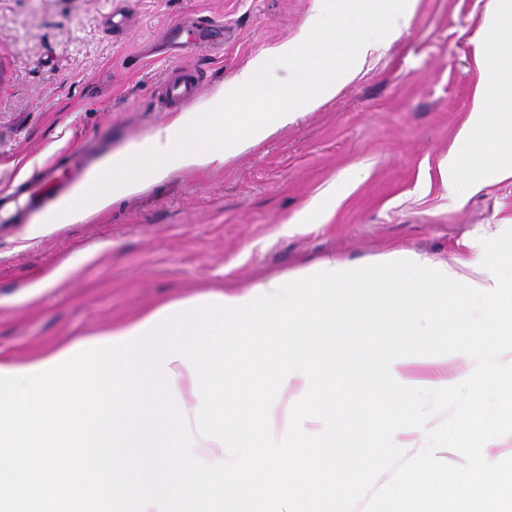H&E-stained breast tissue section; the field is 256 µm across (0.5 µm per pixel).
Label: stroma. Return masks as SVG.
<instances>
[{"label": "stroma", "mask_w": 512, "mask_h": 512, "mask_svg": "<svg viewBox=\"0 0 512 512\" xmlns=\"http://www.w3.org/2000/svg\"><path fill=\"white\" fill-rule=\"evenodd\" d=\"M488 2L417 0L386 55L259 148L58 225L44 169L81 151L75 188L169 122L158 94L174 68L201 69L204 104L258 52L295 39L314 0H0V352L23 358L329 252L354 264L394 249L447 259L479 225L511 219V179L455 201L441 171L489 80L476 64ZM116 10L128 13L118 36ZM207 18L223 20V45L173 56L168 26Z\"/></svg>", "instance_id": "obj_1"}]
</instances>
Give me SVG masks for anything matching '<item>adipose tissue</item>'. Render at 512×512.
Segmentation results:
<instances>
[{
	"label": "adipose tissue",
	"mask_w": 512,
	"mask_h": 512,
	"mask_svg": "<svg viewBox=\"0 0 512 512\" xmlns=\"http://www.w3.org/2000/svg\"><path fill=\"white\" fill-rule=\"evenodd\" d=\"M414 0H315V13L295 40L261 51L230 86L200 109L175 115L145 144L110 156L52 214L54 224L82 221L180 168L222 164L258 147L277 129L332 98L382 56L410 21ZM491 71L449 155L448 190L476 194L483 175L512 179V53L485 49Z\"/></svg>",
	"instance_id": "1"
}]
</instances>
